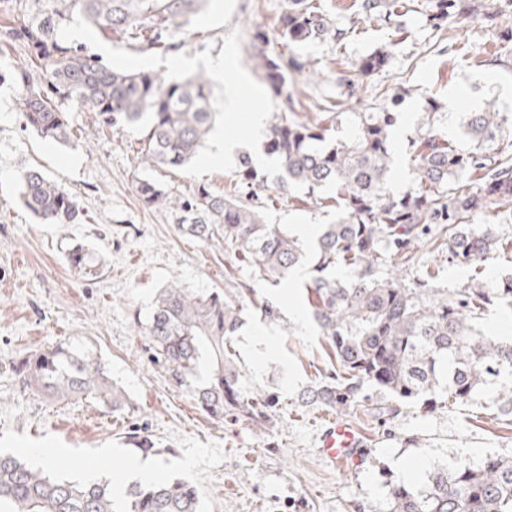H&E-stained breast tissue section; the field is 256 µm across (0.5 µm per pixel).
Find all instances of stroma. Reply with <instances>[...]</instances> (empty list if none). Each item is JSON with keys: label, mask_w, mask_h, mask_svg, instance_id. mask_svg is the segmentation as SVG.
<instances>
[{"label": "stroma", "mask_w": 512, "mask_h": 512, "mask_svg": "<svg viewBox=\"0 0 512 512\" xmlns=\"http://www.w3.org/2000/svg\"><path fill=\"white\" fill-rule=\"evenodd\" d=\"M345 29L342 44L318 42L298 51L313 62L320 79L289 72V99L274 97L253 57L252 36L264 30L276 37L287 0H211L206 12L191 17L170 40L166 51H140L127 40H109L77 24V44L105 63L162 74L211 71L216 106L224 89L238 87L234 111L220 124L251 153L247 128L250 112L268 116L286 111L306 117L330 100L349 95L336 82L337 70L384 45H391L389 23L370 20L355 0H313ZM433 0H406L399 19L404 40L392 45L390 64L366 79L380 94L403 87L408 96L398 108L393 128V175L389 188L400 194L412 185L414 163L409 140L415 116L428 98L442 110L438 129L460 151L470 149L463 121L466 113L492 108L512 114V0H474L476 11L462 28L435 26ZM459 106L448 111L449 96ZM74 145H58L24 129L17 95L10 82L0 83V448L27 454L50 448L51 471L68 479L75 462L99 464L101 478H111L138 455L129 434L149 435L154 461L167 479H185L198 489L202 512H384L389 487L403 482L401 467L420 458L427 469L487 455L512 458V420L495 406H448L431 412L404 405L386 420L352 419L365 436L354 462L328 463L319 452L322 432L340 414L313 401L312 394L332 367L315 324L301 326L283 309L284 299L306 308L299 288L313 275L305 264L300 275L280 284H262L255 301L245 304L244 324L235 338L240 372L247 389L278 393L270 424L224 421L218 424L196 409L188 387L178 385L168 365L157 360L148 337L136 330L146 320L155 294L178 282L201 292L231 291L250 284L253 270L224 255L223 240L202 243L182 236L172 214L145 209L135 183L140 163L138 131L128 127L98 129L90 113L71 115ZM36 167L76 195L84 211L77 224H42L22 205L21 174ZM238 165H203L161 169L154 176L178 195L198 186L217 194L238 190ZM270 189L261 193L268 223L294 228L321 226L336 210L312 203L304 190H276L279 166L267 168ZM92 248L103 267L98 278L75 274L65 259L70 245ZM421 266L437 274L438 288L469 284L471 269L449 263L428 240L416 245ZM269 302L276 315L261 314ZM273 336L272 352L257 355L254 330ZM66 341L93 352L131 403L112 412L90 400L48 398L31 392L14 365L24 355Z\"/></svg>", "instance_id": "35a3bbf8"}]
</instances>
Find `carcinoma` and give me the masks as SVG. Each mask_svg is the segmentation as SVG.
Segmentation results:
<instances>
[{
    "label": "carcinoma",
    "mask_w": 512,
    "mask_h": 512,
    "mask_svg": "<svg viewBox=\"0 0 512 512\" xmlns=\"http://www.w3.org/2000/svg\"><path fill=\"white\" fill-rule=\"evenodd\" d=\"M209 0H0L6 25L0 34L23 44L40 71L16 68L12 83L25 126L42 139L68 145L74 134L70 108L92 113L96 127L123 125L141 134L140 164L180 169L196 157L220 118L209 88L198 72L163 76L114 68L64 33L78 20L106 38L134 40L143 50L166 45ZM369 19L389 16L381 0H362ZM434 19L464 25L473 16L465 0H436ZM343 29L333 26L312 0H288L281 18L279 46L270 47L261 31L253 34L254 57L271 92L282 96L287 77L283 56L328 39L341 44ZM391 47H381L339 77L351 87L385 68ZM408 91L386 90L383 102L357 112V133L336 139L342 120L338 100L316 120L293 114L275 116L263 144L282 175L276 189L304 186L316 203L331 192L336 222L322 227L312 254L282 224H267L254 198L268 190L267 177L247 157L238 171L245 191L214 194L204 186L178 196L148 175L136 182L146 209L166 208L179 232L197 241L224 238V253L253 268L255 281L279 284L306 256L315 275L303 288L311 315L338 372L315 391L322 405L349 414H394L401 404L430 411L448 404H472L488 397L500 415L512 417V337L483 333L480 316L512 309V287L484 274L482 261L501 251L503 238L493 224H471L490 210L512 212V140L504 142L512 116L488 108L469 112L466 154L435 130L440 109L428 100L416 119L412 141L414 187L401 195L388 190L392 174L390 141L395 109ZM23 205L42 224H77V197L41 171L21 175ZM429 238L448 261L473 268L465 288L430 287L428 271L407 284L395 269L414 266L415 245ZM67 261L83 277L96 278L101 264L94 252L75 245ZM338 267L353 271L336 277ZM249 285L230 297L198 293L183 285L160 289L146 322H137L156 354L173 367L177 383L187 384L202 363L208 381L191 391L197 408L222 421H268L275 398L245 390L234 337L243 324ZM26 387L58 399L91 398L113 411L125 408V393L114 385L91 353H77L60 341L25 357L17 366ZM369 386L391 405L376 407ZM126 512H201L199 494L184 479L151 480L126 490ZM111 482H70L12 454H0V512H116ZM387 512H512V459L487 455L478 462L436 467L421 488L394 485Z\"/></svg>",
    "instance_id": "cac0c4a2"
}]
</instances>
